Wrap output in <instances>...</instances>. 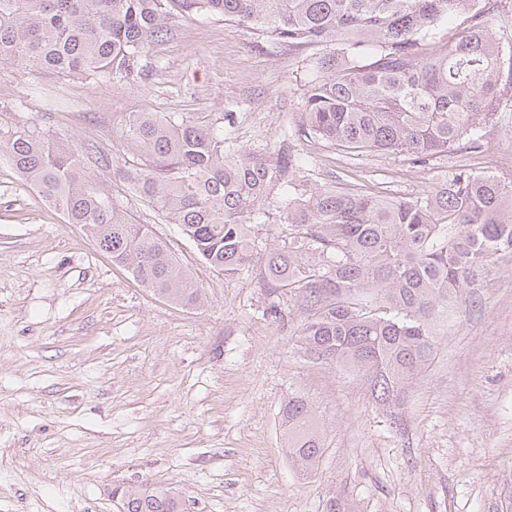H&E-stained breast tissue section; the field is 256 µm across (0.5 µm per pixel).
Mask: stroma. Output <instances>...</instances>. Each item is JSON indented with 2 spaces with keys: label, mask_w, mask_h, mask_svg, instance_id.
Instances as JSON below:
<instances>
[{
  "label": "stroma",
  "mask_w": 512,
  "mask_h": 512,
  "mask_svg": "<svg viewBox=\"0 0 512 512\" xmlns=\"http://www.w3.org/2000/svg\"><path fill=\"white\" fill-rule=\"evenodd\" d=\"M308 55L219 16L174 14L133 84L0 64V126L38 125L90 147L86 163L132 220L152 227L202 288L168 302L100 251L0 157V512H116V483L170 488L185 512H512V272L492 270L437 328L432 360L379 409L356 372L307 354L299 292L269 290L264 258L210 267L180 225L133 194L119 132L134 112L216 124L260 150L297 124ZM473 152L430 168L406 155L347 161L300 139L310 186L350 171L413 198L452 166L512 178V105ZM280 303L283 321L268 319ZM313 408L303 471L280 410Z\"/></svg>",
  "instance_id": "obj_1"
}]
</instances>
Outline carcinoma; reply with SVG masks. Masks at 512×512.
I'll list each match as a JSON object with an SVG mask.
<instances>
[{
  "instance_id": "obj_1",
  "label": "carcinoma",
  "mask_w": 512,
  "mask_h": 512,
  "mask_svg": "<svg viewBox=\"0 0 512 512\" xmlns=\"http://www.w3.org/2000/svg\"><path fill=\"white\" fill-rule=\"evenodd\" d=\"M171 0H0V62L73 80L130 83L167 37ZM295 48L311 60L301 119L265 152L226 144L224 126L138 112L120 139L138 163L123 170L133 191L182 227L198 254L226 276L251 267V224L279 194L288 242L265 253L272 292L299 290L310 354L352 369L379 405L405 393L428 367L437 315L495 266L512 264V179L465 164L420 197L308 185L295 138L352 158L407 154L427 166L441 153L479 147L504 99H512V35L494 30L490 0H180ZM463 17L459 32L451 24ZM441 24L448 41L428 52ZM0 152L68 224L144 286L182 306L201 288L146 224L112 200L79 149L31 125L0 128ZM289 456L308 470L320 438L313 409L292 396L281 410ZM118 512H183L180 498L148 483L112 487Z\"/></svg>"
}]
</instances>
